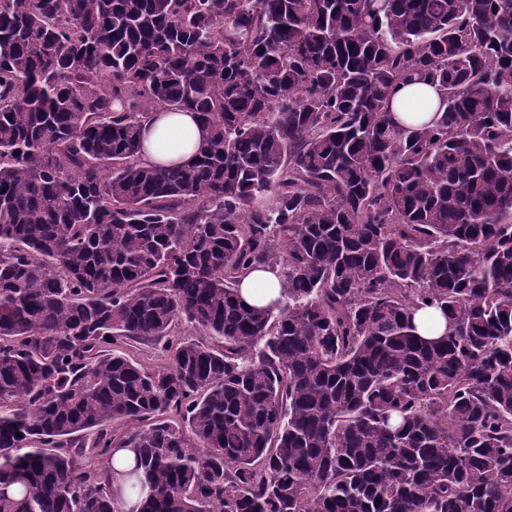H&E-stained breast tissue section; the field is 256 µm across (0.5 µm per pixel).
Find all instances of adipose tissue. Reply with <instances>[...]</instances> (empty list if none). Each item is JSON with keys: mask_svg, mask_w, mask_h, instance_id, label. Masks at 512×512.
<instances>
[{"mask_svg": "<svg viewBox=\"0 0 512 512\" xmlns=\"http://www.w3.org/2000/svg\"><path fill=\"white\" fill-rule=\"evenodd\" d=\"M440 104L434 87L423 83L399 85L393 96L394 122L410 124L431 119ZM143 157L159 165L189 161L207 136V130L192 112H161L142 132Z\"/></svg>", "mask_w": 512, "mask_h": 512, "instance_id": "1", "label": "adipose tissue"}]
</instances>
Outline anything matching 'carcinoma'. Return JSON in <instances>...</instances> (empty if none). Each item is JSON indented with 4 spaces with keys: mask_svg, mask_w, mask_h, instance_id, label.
Masks as SVG:
<instances>
[{
    "mask_svg": "<svg viewBox=\"0 0 512 512\" xmlns=\"http://www.w3.org/2000/svg\"><path fill=\"white\" fill-rule=\"evenodd\" d=\"M413 78L442 108L398 127ZM159 110L191 161L142 158ZM146 487L512 512V0H0V512ZM142 135L144 159L153 164L179 165L194 156L207 130L194 112H159ZM240 296L250 305L266 307L281 300V288L272 273L253 271L242 281ZM417 332L421 336L433 337L446 332L447 320L439 310L428 308L420 310L415 315Z\"/></svg>",
    "mask_w": 512,
    "mask_h": 512,
    "instance_id": "obj_1",
    "label": "carcinoma"
}]
</instances>
